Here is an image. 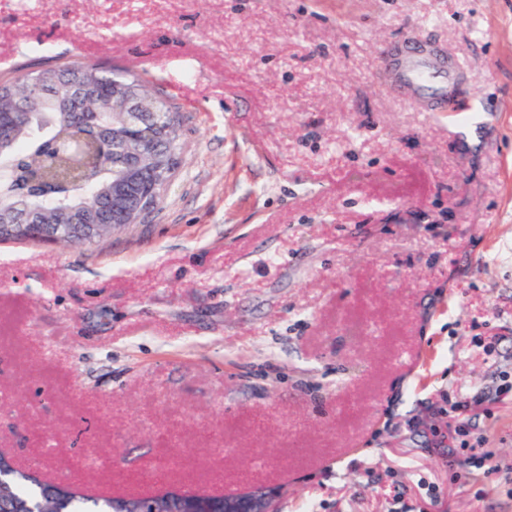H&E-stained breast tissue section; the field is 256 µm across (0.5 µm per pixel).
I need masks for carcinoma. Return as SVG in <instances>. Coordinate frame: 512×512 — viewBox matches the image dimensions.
<instances>
[{
  "label": "carcinoma",
  "mask_w": 512,
  "mask_h": 512,
  "mask_svg": "<svg viewBox=\"0 0 512 512\" xmlns=\"http://www.w3.org/2000/svg\"><path fill=\"white\" fill-rule=\"evenodd\" d=\"M77 67L84 81L101 91L93 102L97 113L81 117V125L92 122L100 128L106 127L107 114L122 111L120 104L103 95L112 82L119 81L147 101L154 110L155 120L165 129L164 136L172 141L173 148L181 145L179 112L165 97L148 90L142 79L129 73L105 70L91 62L79 63ZM69 70L68 66L47 67L0 80V115L25 113L19 118L13 144L5 147L0 155V164L6 165L17 156L38 161L44 155L49 133L40 134L38 130L48 124L67 123L63 103L68 90L62 76ZM101 188H112V169L106 168L97 173L92 182L78 190H62L52 199L27 193L21 185L5 179L0 182V225L13 223L23 212L50 228L66 224V216L90 204L92 191ZM19 505L29 506L27 512H112V499L91 498L77 483H71L61 491L44 483L35 471L21 472L7 466L5 473L0 475V512H16Z\"/></svg>",
  "instance_id": "1"
}]
</instances>
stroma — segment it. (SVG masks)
Here are the masks:
<instances>
[{"mask_svg":"<svg viewBox=\"0 0 512 512\" xmlns=\"http://www.w3.org/2000/svg\"><path fill=\"white\" fill-rule=\"evenodd\" d=\"M419 93L380 78L398 47ZM92 61L174 104L158 210L0 244V451L88 493L512 512V0H0V79Z\"/></svg>","mask_w":512,"mask_h":512,"instance_id":"stroma-1","label":"stroma"}]
</instances>
